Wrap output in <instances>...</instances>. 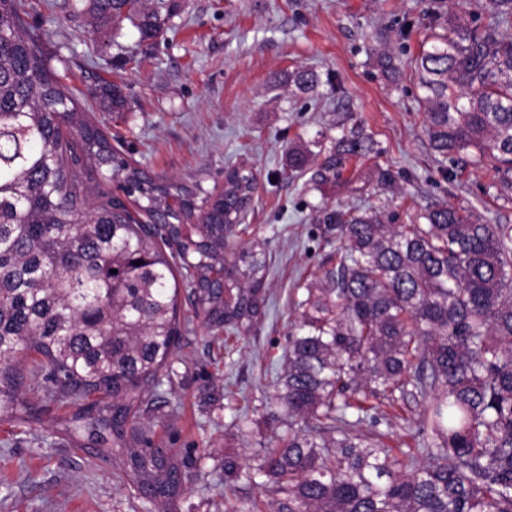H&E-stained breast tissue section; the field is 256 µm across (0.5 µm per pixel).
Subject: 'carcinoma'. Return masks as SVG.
<instances>
[{
    "mask_svg": "<svg viewBox=\"0 0 512 512\" xmlns=\"http://www.w3.org/2000/svg\"><path fill=\"white\" fill-rule=\"evenodd\" d=\"M21 0H0V402L31 425L42 408L16 393L42 379L60 422L150 504L168 512L181 484L170 448L154 443L144 395L165 398L181 332L176 276L195 314L228 339L266 314V254L238 239L256 178L229 168L224 193L156 181L112 147L23 32ZM96 20L138 18L161 33L147 0H89ZM463 15L430 32L408 66L424 91L437 153L469 148L512 173V37ZM388 77L400 74L388 52ZM124 106L115 84L96 89ZM372 151L336 138L316 180H338ZM114 182L125 198L104 192ZM200 212L201 223L185 221ZM423 224L377 210L326 215L341 246L332 268L301 285L298 324L274 385L271 444L244 471L224 453V512H512V224H484L436 204ZM421 398L415 446L357 426ZM280 495L238 505L237 483Z\"/></svg>",
    "mask_w": 512,
    "mask_h": 512,
    "instance_id": "carcinoma-1",
    "label": "carcinoma"
}]
</instances>
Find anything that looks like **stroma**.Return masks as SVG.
<instances>
[{
	"label": "stroma",
	"instance_id": "1",
	"mask_svg": "<svg viewBox=\"0 0 512 512\" xmlns=\"http://www.w3.org/2000/svg\"><path fill=\"white\" fill-rule=\"evenodd\" d=\"M23 24L49 66L74 93L113 147L161 180L218 194L224 172L243 167L258 191L242 238L263 244L270 262L268 311L247 335L225 340L193 315L191 288L180 287L188 322L173 349V395L149 417L164 447L175 449L182 484L172 512H221L225 449L244 466L264 436L238 434L225 391L247 398L249 415L273 412V377L295 320L296 284L331 267L338 242L327 211L380 207L396 223L448 203L490 224H512V175L468 149L446 160L431 148L412 73L390 80L381 51L415 56L430 28L456 10L488 14L490 0H164L163 32L142 38L131 21L92 33L85 0H22ZM297 69L317 82L301 92ZM122 87L113 111L95 90ZM359 131L372 153L341 181L313 176L336 136ZM310 163L288 172V149ZM394 176L377 180L379 170ZM48 407L42 423L22 425L0 408V512H145L147 504L97 458L65 435Z\"/></svg>",
	"mask_w": 512,
	"mask_h": 512
}]
</instances>
